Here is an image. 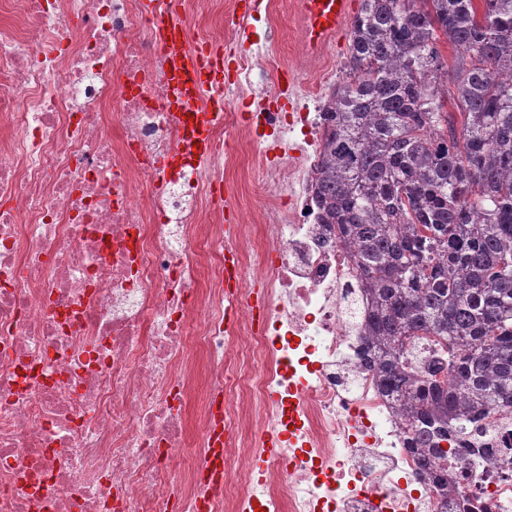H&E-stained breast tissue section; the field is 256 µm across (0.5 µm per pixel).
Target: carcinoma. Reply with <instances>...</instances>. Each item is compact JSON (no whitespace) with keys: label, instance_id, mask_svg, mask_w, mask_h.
<instances>
[{"label":"carcinoma","instance_id":"obj_1","mask_svg":"<svg viewBox=\"0 0 512 512\" xmlns=\"http://www.w3.org/2000/svg\"><path fill=\"white\" fill-rule=\"evenodd\" d=\"M346 79L323 107L320 223L355 259L361 350L442 491L433 512H473L436 461L512 409V0H361ZM419 336L443 350L423 370Z\"/></svg>","mask_w":512,"mask_h":512}]
</instances>
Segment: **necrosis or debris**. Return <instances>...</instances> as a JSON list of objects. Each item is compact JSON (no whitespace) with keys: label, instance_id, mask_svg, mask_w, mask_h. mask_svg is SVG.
<instances>
[{"label":"necrosis or debris","instance_id":"necrosis-or-debris-1","mask_svg":"<svg viewBox=\"0 0 512 512\" xmlns=\"http://www.w3.org/2000/svg\"><path fill=\"white\" fill-rule=\"evenodd\" d=\"M0 15V512H431L357 356L356 265L316 221L321 114L253 112L270 138L253 242L225 233L219 192L238 115L181 107L142 0ZM202 110L219 115L203 159ZM233 285L262 289L263 316L226 325ZM487 424L500 451L448 471L476 512H512V413Z\"/></svg>","mask_w":512,"mask_h":512}]
</instances>
